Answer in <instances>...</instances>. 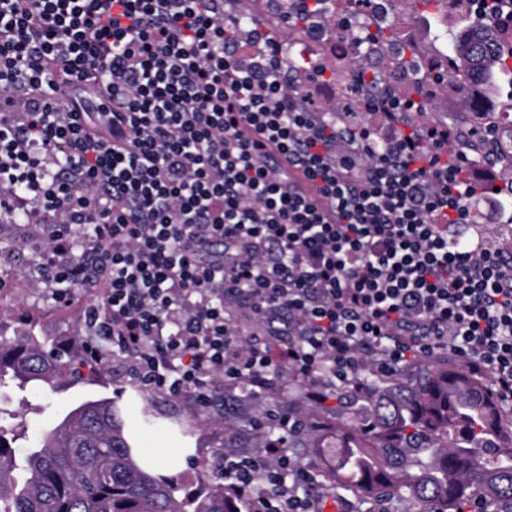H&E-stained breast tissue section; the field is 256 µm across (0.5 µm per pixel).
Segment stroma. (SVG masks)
Instances as JSON below:
<instances>
[{
  "label": "stroma",
  "instance_id": "stroma-1",
  "mask_svg": "<svg viewBox=\"0 0 512 512\" xmlns=\"http://www.w3.org/2000/svg\"><path fill=\"white\" fill-rule=\"evenodd\" d=\"M459 8H449L447 18L412 13L407 0H393L388 21L405 25L407 33L423 58H437L445 49L437 33L442 27L456 29ZM20 228L0 222V331L34 327L37 334L52 337L63 355L77 350L85 340L83 312L88 305L101 302L100 291L75 288L71 301L54 300L50 289L29 274L38 259L36 244H20ZM83 379L55 391L0 389V409L13 414L28 432L42 430L50 421H58L80 403L100 397H115L124 415L148 410L154 424L139 432L138 444L158 457L161 474L184 480L203 473L218 476V464L224 456V402L201 408L187 397L137 387L126 373V356L104 347L102 359L82 367Z\"/></svg>",
  "mask_w": 512,
  "mask_h": 512
}]
</instances>
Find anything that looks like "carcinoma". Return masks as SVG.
Listing matches in <instances>:
<instances>
[{
  "label": "carcinoma",
  "instance_id": "cac0c4a2",
  "mask_svg": "<svg viewBox=\"0 0 512 512\" xmlns=\"http://www.w3.org/2000/svg\"><path fill=\"white\" fill-rule=\"evenodd\" d=\"M465 19L446 42L443 59L457 61L448 82L483 91L498 76L512 74V35L484 9L467 0ZM364 55L350 68L355 92L371 100L395 98L384 73ZM405 112L419 114L418 126L432 123L430 100ZM449 154L466 148L472 160L493 161L512 175V146L502 142L494 113L472 111L455 122ZM364 392L353 412L324 421L328 434L291 436L286 448H333L328 471L336 497L353 496L374 505L397 498L412 512H459L478 492L493 512H512V419H505L486 382L466 366L436 360L417 375L381 373L361 362ZM67 377L66 363L50 337L34 327L11 338L0 335V387L56 389ZM26 431L0 425V512H238L224 484L201 482L189 490L149 468L126 431L112 397L87 400L56 426L36 434L23 450Z\"/></svg>",
  "mask_w": 512,
  "mask_h": 512
}]
</instances>
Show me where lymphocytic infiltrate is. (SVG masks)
<instances>
[{"label":"lymphocytic infiltrate","mask_w":512,"mask_h":512,"mask_svg":"<svg viewBox=\"0 0 512 512\" xmlns=\"http://www.w3.org/2000/svg\"><path fill=\"white\" fill-rule=\"evenodd\" d=\"M241 0H0V216L24 212L32 268L69 303L99 288L84 327L128 354L143 390L209 405L216 383L263 404L286 433L357 366L450 354L512 403V258L454 242L471 205L512 222L489 174L448 161V129L376 126L328 112L338 79L296 67ZM284 20L324 37L326 0H287ZM99 109H81L78 98ZM253 338L242 345L236 323ZM289 376L297 406L265 401ZM247 512H320L330 486L276 441L225 455Z\"/></svg>","instance_id":"obj_1"}]
</instances>
